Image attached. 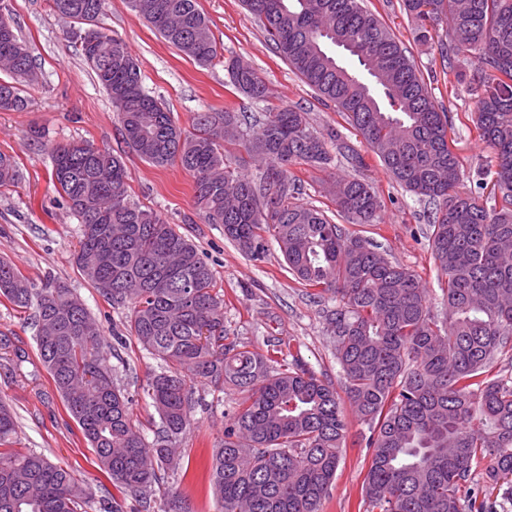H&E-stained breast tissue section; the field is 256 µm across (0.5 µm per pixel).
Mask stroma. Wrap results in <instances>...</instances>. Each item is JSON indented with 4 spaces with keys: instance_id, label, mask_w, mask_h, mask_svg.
Returning <instances> with one entry per match:
<instances>
[{
    "instance_id": "obj_1",
    "label": "stroma",
    "mask_w": 512,
    "mask_h": 512,
    "mask_svg": "<svg viewBox=\"0 0 512 512\" xmlns=\"http://www.w3.org/2000/svg\"><path fill=\"white\" fill-rule=\"evenodd\" d=\"M19 36L29 45L40 80L26 93L21 111H0V151L17 163L18 180L0 188V259L15 263L28 279L52 281L80 297L103 331L105 339L121 335L123 345L111 364L117 379L135 399L134 418L146 438H153L158 416L143 388L156 369L126 330L127 309L112 306L81 275L75 264L80 226L58 194L51 179V150L59 144L86 141L123 156L131 201L157 211L205 252L224 290V325L250 350L267 354L282 351L298 358L316 376L342 385L343 377L326 334L321 310L289 273L276 244H269L261 260L245 256L224 236L219 224L205 223L193 203V180L178 166L156 167L130 152L106 93L94 80L72 39L68 20L57 16L49 0H9ZM211 22L218 56L202 67L167 43L126 0H108L99 18L101 26L122 36L140 62L145 85L161 98L183 128H190L193 113L231 107L257 112L262 106L282 104L302 108L311 126L320 132L337 129L353 146L361 138L332 104L323 102L266 41L257 21L240 0H198ZM365 5L403 42L422 71L439 106L448 112V137L465 169L475 170L489 152L471 122L475 98L466 85L451 84L436 48L416 42L402 0H365ZM238 56L248 61L266 82L269 98L256 103L230 84L224 61ZM44 137L33 141L32 128ZM364 176L385 196L382 221L361 226L362 235L381 247L391 260L414 271L429 291L431 310L442 311L441 277L428 246L430 227L425 202L391 184L379 160L366 154ZM303 186V201L331 211L327 192L331 177H348L353 170L335 157L324 170L307 165L291 168ZM12 348L0 357V400L12 406L19 424L21 449L44 453L71 471L80 485L101 496L107 478L79 426L65 408L37 351L36 328L30 312L16 309L0 298V337ZM24 351V358L13 355ZM201 407L193 425L179 443L186 478H172L156 491L157 500L177 493L193 512H216L204 464L224 436V425L238 398L225 389H199ZM367 449L348 445L336 479L323 502V512H364L362 484L368 469Z\"/></svg>"
}]
</instances>
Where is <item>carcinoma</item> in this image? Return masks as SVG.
Masks as SVG:
<instances>
[{"label":"carcinoma","instance_id":"1","mask_svg":"<svg viewBox=\"0 0 512 512\" xmlns=\"http://www.w3.org/2000/svg\"><path fill=\"white\" fill-rule=\"evenodd\" d=\"M117 112L127 147L155 166L177 165L194 182L208 224L254 260L267 239L295 280L322 302L343 392L298 360L250 351L224 327V294L208 258L157 211L130 202L122 156L86 141L53 148L52 181L79 224L75 263L113 306L128 308L129 335L157 364L144 392L159 417L149 442L134 398L116 381L102 331L84 303L50 281L38 286L0 259V297L31 309L37 347L65 407L109 480L136 512H192L154 487L183 472L176 444L192 425L193 383L228 386L241 409L214 449L209 487L217 512H321L350 436L368 426L372 449L366 512H497L463 490L480 476L512 502V0H403L416 40L437 44L448 82L477 98L474 128L496 161L484 196L448 142L436 105L407 48L362 0H242L267 40L323 101L332 103L405 191L434 205L429 246L445 276L443 320L409 269L326 211L300 200L297 164L325 169L328 144L357 175L334 184L336 212L378 224L384 202L359 175L364 156L334 130L317 133L306 113L282 106L250 115L230 107L193 115L188 131L144 83L122 38L85 35L89 9L106 0H50ZM139 15L201 66L218 56L198 0H142ZM0 110L27 106L37 79L29 46L0 0ZM446 28L447 40L434 39ZM474 65L467 73L465 63ZM240 93L262 102L267 86L239 57L225 63ZM242 147L262 163L255 176L232 166ZM18 178L0 153V187ZM11 408L0 401V512H84L91 494L42 453L21 451Z\"/></svg>","mask_w":512,"mask_h":512}]
</instances>
